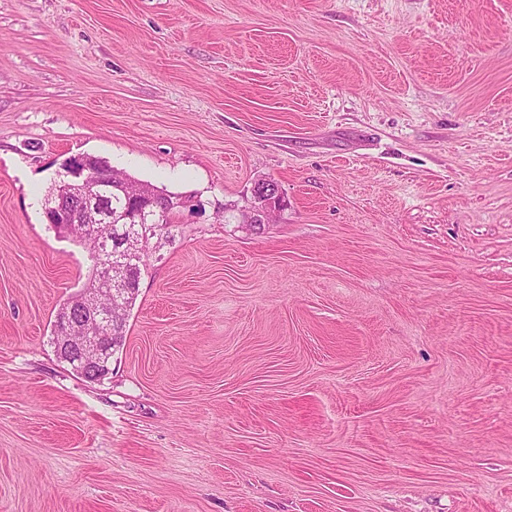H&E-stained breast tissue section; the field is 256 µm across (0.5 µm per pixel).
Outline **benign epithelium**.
<instances>
[{
	"label": "benign epithelium",
	"mask_w": 512,
	"mask_h": 512,
	"mask_svg": "<svg viewBox=\"0 0 512 512\" xmlns=\"http://www.w3.org/2000/svg\"><path fill=\"white\" fill-rule=\"evenodd\" d=\"M74 171L67 164L59 174L58 193L47 199L45 218L69 234L82 228L85 238L95 239L97 265L92 271L93 285L65 302L54 323V348L57 354L90 382H99L112 373V330L126 317L124 297L137 291L132 271L139 266L145 243L140 222L147 217L163 218L173 208L190 209L193 203L184 197L161 207L149 189L140 185H115L112 170L96 171L83 158ZM120 191L126 208L119 212L109 205L112 193ZM281 205L276 182L256 181L251 198L241 210V223L265 224L268 216Z\"/></svg>",
	"instance_id": "obj_1"
}]
</instances>
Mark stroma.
Here are the masks:
<instances>
[{
  "label": "stroma",
  "mask_w": 512,
  "mask_h": 512,
  "mask_svg": "<svg viewBox=\"0 0 512 512\" xmlns=\"http://www.w3.org/2000/svg\"><path fill=\"white\" fill-rule=\"evenodd\" d=\"M87 154L199 205L98 383ZM0 512H512V0H0ZM281 194L276 182L268 179L256 181L251 198L241 210V224H267L268 216L281 205Z\"/></svg>",
  "instance_id": "1"
}]
</instances>
